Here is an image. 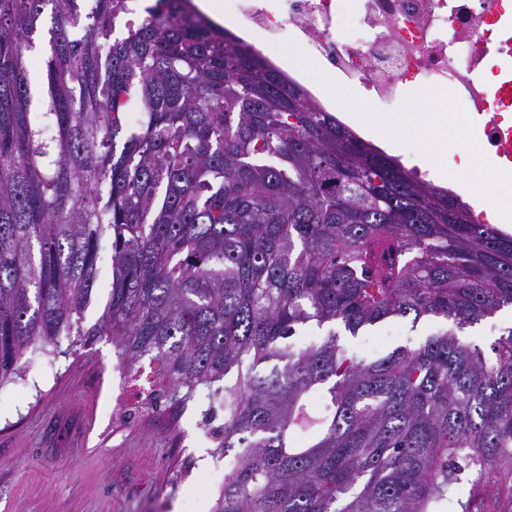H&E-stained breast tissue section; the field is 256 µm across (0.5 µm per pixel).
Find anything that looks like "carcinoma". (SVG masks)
<instances>
[{
  "label": "carcinoma",
  "mask_w": 512,
  "mask_h": 512,
  "mask_svg": "<svg viewBox=\"0 0 512 512\" xmlns=\"http://www.w3.org/2000/svg\"><path fill=\"white\" fill-rule=\"evenodd\" d=\"M84 2L0 0V385L30 348L105 336L157 398L224 397L214 512H443L463 480L462 512H512V328L488 353L458 337L512 307V235L186 0ZM407 317L448 328L369 362L339 344ZM112 283V267L110 252L107 246H103L98 261V280L93 291L92 302L85 312L84 325H93L107 302V297Z\"/></svg>",
  "instance_id": "1"
}]
</instances>
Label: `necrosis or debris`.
<instances>
[{"label": "necrosis or debris", "instance_id": "4bbe7bcc", "mask_svg": "<svg viewBox=\"0 0 512 512\" xmlns=\"http://www.w3.org/2000/svg\"><path fill=\"white\" fill-rule=\"evenodd\" d=\"M237 35L274 46L291 32L307 57L339 83L359 84L372 106L402 101L410 87L460 108L458 137L512 163V0H358V36L339 27L341 0H233Z\"/></svg>", "mask_w": 512, "mask_h": 512}]
</instances>
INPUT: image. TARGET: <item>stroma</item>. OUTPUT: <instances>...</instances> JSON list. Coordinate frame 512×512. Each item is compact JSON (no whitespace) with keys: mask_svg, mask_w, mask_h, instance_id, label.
<instances>
[{"mask_svg":"<svg viewBox=\"0 0 512 512\" xmlns=\"http://www.w3.org/2000/svg\"><path fill=\"white\" fill-rule=\"evenodd\" d=\"M430 114L426 131H402L405 152L426 148L446 165L444 106L409 89L401 104L381 109L394 120ZM443 320L395 318L342 335L364 360L414 348L443 329ZM23 377L0 386V512H213L226 461L217 433L223 407L197 393L186 408L142 410L150 386L119 365L111 341L63 337L57 353L26 351Z\"/></svg>","mask_w":512,"mask_h":512,"instance_id":"obj_1","label":"stroma"}]
</instances>
